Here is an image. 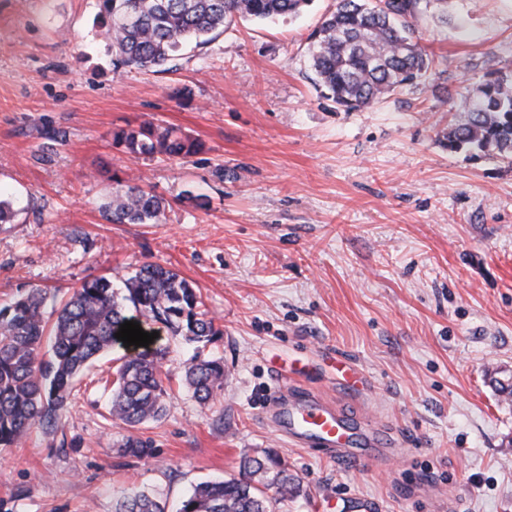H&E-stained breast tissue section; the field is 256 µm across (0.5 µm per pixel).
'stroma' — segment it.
<instances>
[{
  "instance_id": "1",
  "label": "stroma",
  "mask_w": 512,
  "mask_h": 512,
  "mask_svg": "<svg viewBox=\"0 0 512 512\" xmlns=\"http://www.w3.org/2000/svg\"><path fill=\"white\" fill-rule=\"evenodd\" d=\"M421 0L411 22L428 77L375 108L322 96L310 35L336 0L300 15L225 23L158 68L114 69L100 0H0V301L65 296L159 263L196 289L218 331L168 336L162 419L107 417L116 353L95 359L51 432L0 449L6 512H114L136 488L168 505L277 451L304 492L275 512H512V165L452 152L443 133L472 81L512 73V0ZM174 127L203 144L181 164L133 161L122 128ZM125 184L164 199L155 224H111ZM209 205L183 203L186 192ZM224 362L210 403L184 384L195 351ZM370 384L346 392L334 354ZM297 376L352 418L375 417L397 451L358 467L289 445L263 419ZM149 455H123L128 437Z\"/></svg>"
}]
</instances>
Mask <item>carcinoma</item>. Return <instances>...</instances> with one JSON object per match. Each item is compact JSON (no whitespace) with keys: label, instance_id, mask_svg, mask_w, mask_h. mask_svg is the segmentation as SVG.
Listing matches in <instances>:
<instances>
[{"label":"carcinoma","instance_id":"1","mask_svg":"<svg viewBox=\"0 0 512 512\" xmlns=\"http://www.w3.org/2000/svg\"><path fill=\"white\" fill-rule=\"evenodd\" d=\"M313 0H101L103 34L112 44L115 69L164 66L187 42L199 44L233 17L273 21L296 16ZM420 0H337L336 9L312 34V66L324 96L336 106L366 110L413 87L431 69L409 21ZM448 149L496 156L512 165V76H495L456 98L444 135ZM113 142L128 156L157 154L188 161L202 143L173 129L150 125L121 129ZM165 204L137 185L117 190L101 204L113 224H150ZM139 324H160L173 336L208 342L214 321L201 310L194 288L175 270L142 265L124 281ZM47 291L30 289L0 304V448L18 446L34 427L52 429L68 411L75 377L96 357L124 348L115 337L130 320L105 277L86 279L61 305L53 325L45 319ZM167 348H125L113 381L109 415L129 427L157 421L165 412L163 363ZM185 384L201 403L224 387V363L196 356ZM122 452L148 455L147 444L128 438ZM239 477L196 485L177 512H274L276 503L303 492L280 456L267 449L245 453ZM115 512H165L159 498L132 489Z\"/></svg>","mask_w":512,"mask_h":512}]
</instances>
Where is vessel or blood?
I'll list each match as a JSON object with an SVG mask.
<instances>
[{
	"mask_svg": "<svg viewBox=\"0 0 512 512\" xmlns=\"http://www.w3.org/2000/svg\"><path fill=\"white\" fill-rule=\"evenodd\" d=\"M270 412L286 413V434L300 447H321L355 466L385 460L389 454L388 449L375 447L365 420H350L316 395L291 394L289 401H275Z\"/></svg>",
	"mask_w": 512,
	"mask_h": 512,
	"instance_id": "obj_1",
	"label": "vessel or blood"
}]
</instances>
